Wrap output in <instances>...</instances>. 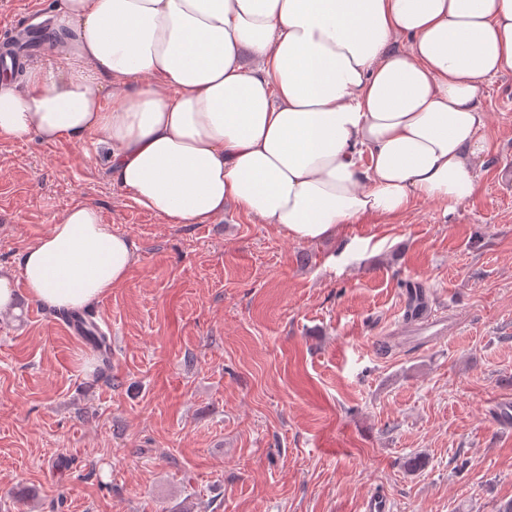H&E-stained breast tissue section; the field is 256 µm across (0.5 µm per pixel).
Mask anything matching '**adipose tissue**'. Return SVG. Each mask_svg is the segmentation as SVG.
I'll use <instances>...</instances> for the list:
<instances>
[{
	"mask_svg": "<svg viewBox=\"0 0 512 512\" xmlns=\"http://www.w3.org/2000/svg\"><path fill=\"white\" fill-rule=\"evenodd\" d=\"M49 48L61 67L0 77L1 137L96 141L112 182L167 223L231 202L312 241L477 193L512 0H60ZM135 261L74 205L0 267V313L19 282L51 308L91 305Z\"/></svg>",
	"mask_w": 512,
	"mask_h": 512,
	"instance_id": "1",
	"label": "adipose tissue"
}]
</instances>
